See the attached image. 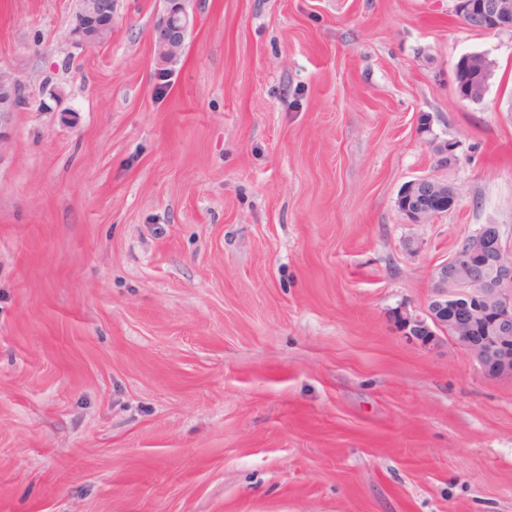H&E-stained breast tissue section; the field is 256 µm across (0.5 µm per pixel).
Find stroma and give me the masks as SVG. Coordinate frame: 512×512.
<instances>
[{"label": "stroma", "mask_w": 512, "mask_h": 512, "mask_svg": "<svg viewBox=\"0 0 512 512\" xmlns=\"http://www.w3.org/2000/svg\"><path fill=\"white\" fill-rule=\"evenodd\" d=\"M182 4L163 68L165 0L92 47L77 0H0V512H512V379L394 323L481 225L512 251V29ZM421 176L460 197L409 224ZM166 13L156 34L155 46L161 65L176 63L188 30L193 26L180 0H167ZM462 79L456 81L458 93L469 100L481 101L488 89L493 63L483 54H466L456 66ZM16 88L18 98L22 101L21 88L17 86L16 80L8 75L0 74V123L5 115L14 112L17 107Z\"/></svg>", "instance_id": "stroma-1"}]
</instances>
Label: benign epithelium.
<instances>
[{
    "instance_id": "benign-epithelium-1",
    "label": "benign epithelium",
    "mask_w": 512,
    "mask_h": 512,
    "mask_svg": "<svg viewBox=\"0 0 512 512\" xmlns=\"http://www.w3.org/2000/svg\"><path fill=\"white\" fill-rule=\"evenodd\" d=\"M457 11L475 30L512 28V0H457ZM105 5L83 0L70 28L76 45L99 44L112 34V18H101ZM193 26L181 0H167L156 34L161 65L177 61ZM458 93L469 100L484 98L493 63L483 54H466L456 66ZM17 82L0 74V122L14 111ZM458 192L432 176L413 179L402 187L396 205L410 224H427L455 206ZM396 327L424 344L437 340L438 328L448 327L454 345L471 355L491 378L512 377V254L503 249L494 224L483 225L461 240L456 250L434 269V285L420 312L401 309Z\"/></svg>"
}]
</instances>
